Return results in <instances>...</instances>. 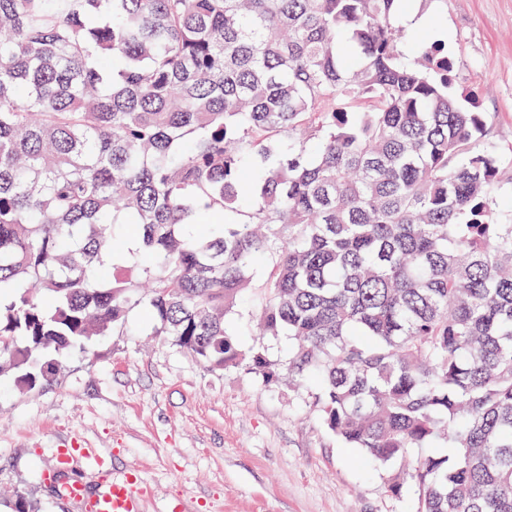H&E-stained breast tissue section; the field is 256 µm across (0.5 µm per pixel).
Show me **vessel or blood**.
Here are the masks:
<instances>
[{
  "mask_svg": "<svg viewBox=\"0 0 512 512\" xmlns=\"http://www.w3.org/2000/svg\"><path fill=\"white\" fill-rule=\"evenodd\" d=\"M80 455L94 468L108 472L110 478L106 491L102 495L92 498L88 497L83 484L70 485L68 494L71 498L86 501L90 512H141L143 488L138 478L130 474L111 475L108 456L92 449H81Z\"/></svg>",
  "mask_w": 512,
  "mask_h": 512,
  "instance_id": "vessel-or-blood-1",
  "label": "vessel or blood"
}]
</instances>
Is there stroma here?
<instances>
[{"label":"stroma","mask_w":512,"mask_h":512,"mask_svg":"<svg viewBox=\"0 0 512 512\" xmlns=\"http://www.w3.org/2000/svg\"><path fill=\"white\" fill-rule=\"evenodd\" d=\"M431 28L402 29L414 54L440 40L455 89L474 95L487 120L485 144L512 172V0H414ZM133 306L126 324L71 356L39 392L0 376V512L23 495L35 512H86L64 483L100 494L105 481L84 459L60 467V448H94L112 472H137L151 492L144 512H415L412 489L392 496L387 472L345 447L305 391L287 379L264 384L236 368L205 367L166 337L148 335ZM229 331L286 359L287 337L259 335L248 302Z\"/></svg>","instance_id":"35a3bbf8"}]
</instances>
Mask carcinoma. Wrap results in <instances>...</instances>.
<instances>
[{
    "label": "carcinoma",
    "instance_id": "1",
    "mask_svg": "<svg viewBox=\"0 0 512 512\" xmlns=\"http://www.w3.org/2000/svg\"><path fill=\"white\" fill-rule=\"evenodd\" d=\"M402 2L0 0V373L36 392L143 303L213 370L314 386L417 512H512L504 174ZM245 293L286 361L229 333Z\"/></svg>",
    "mask_w": 512,
    "mask_h": 512
}]
</instances>
